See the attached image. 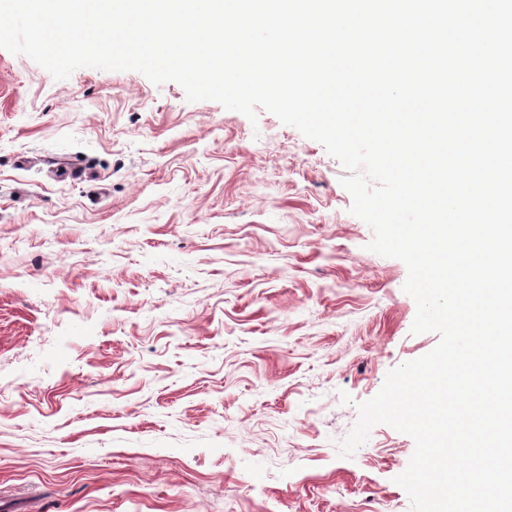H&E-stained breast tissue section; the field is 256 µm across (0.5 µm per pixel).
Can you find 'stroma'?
<instances>
[{
    "instance_id": "stroma-1",
    "label": "stroma",
    "mask_w": 512,
    "mask_h": 512,
    "mask_svg": "<svg viewBox=\"0 0 512 512\" xmlns=\"http://www.w3.org/2000/svg\"><path fill=\"white\" fill-rule=\"evenodd\" d=\"M136 71L0 49V512H409L340 444L429 353L341 162Z\"/></svg>"
}]
</instances>
